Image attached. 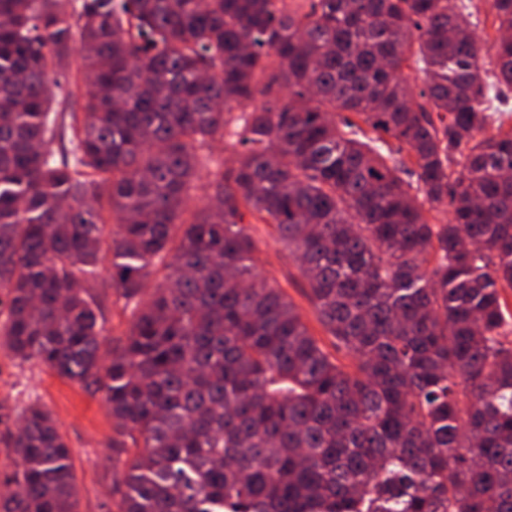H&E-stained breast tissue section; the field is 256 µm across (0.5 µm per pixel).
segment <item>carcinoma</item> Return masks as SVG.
Segmentation results:
<instances>
[{"label":"carcinoma","mask_w":512,"mask_h":512,"mask_svg":"<svg viewBox=\"0 0 512 512\" xmlns=\"http://www.w3.org/2000/svg\"><path fill=\"white\" fill-rule=\"evenodd\" d=\"M489 7L491 69L464 0H0V348L102 394L116 512H512V130L487 132L512 0ZM229 134L220 206L189 210ZM247 214L351 366L257 273ZM104 261L135 302L112 348ZM8 446L0 512H76L47 409Z\"/></svg>","instance_id":"1"}]
</instances>
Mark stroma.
<instances>
[{"mask_svg":"<svg viewBox=\"0 0 512 512\" xmlns=\"http://www.w3.org/2000/svg\"><path fill=\"white\" fill-rule=\"evenodd\" d=\"M259 243L257 269L276 281L295 304L310 334L342 365H351L345 350L318 321L308 289L287 248L277 241L265 224H252ZM96 289L106 319L107 346L119 345L127 336L132 315L125 301L111 286L106 270H99ZM48 408L61 435L72 451L77 490V512H110L112 508V416L99 392L86 385L61 378L38 362H23L0 350V406L7 415L0 421V482L16 468L18 460L3 435L14 429L19 413L29 402Z\"/></svg>","mask_w":512,"mask_h":512,"instance_id":"obj_1","label":"stroma"}]
</instances>
